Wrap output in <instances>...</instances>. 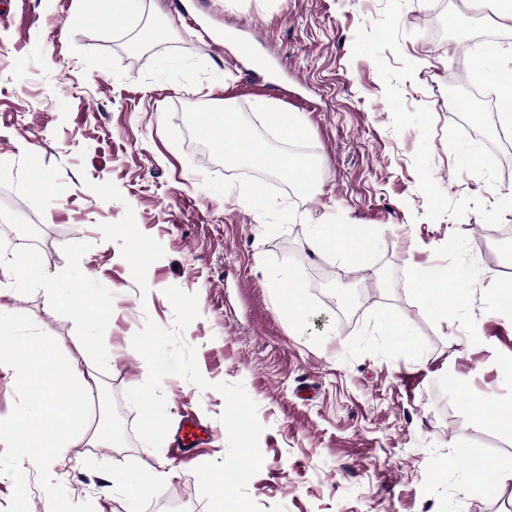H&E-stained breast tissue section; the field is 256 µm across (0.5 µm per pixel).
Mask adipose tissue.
I'll return each mask as SVG.
<instances>
[{
	"instance_id": "ef3b65f1",
	"label": "adipose tissue",
	"mask_w": 512,
	"mask_h": 512,
	"mask_svg": "<svg viewBox=\"0 0 512 512\" xmlns=\"http://www.w3.org/2000/svg\"><path fill=\"white\" fill-rule=\"evenodd\" d=\"M226 160H248L254 164L294 177L300 186L312 185L315 166L305 157L270 152L265 144L241 131L232 112L224 114V137L219 142ZM311 245L314 250L346 252L353 260H362L367 243L358 230L336 229L332 224H317L313 227ZM412 291L428 302L433 311L448 313L462 298L459 290L449 287L447 278H432L415 274L411 280Z\"/></svg>"
}]
</instances>
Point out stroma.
Instances as JSON below:
<instances>
[{
    "label": "stroma",
    "instance_id": "obj_1",
    "mask_svg": "<svg viewBox=\"0 0 512 512\" xmlns=\"http://www.w3.org/2000/svg\"><path fill=\"white\" fill-rule=\"evenodd\" d=\"M92 11L0 4V204L43 235L0 230L37 270L0 312L88 374L87 430L50 465L70 501L126 512L137 480L141 512H512V430L470 412L512 402V308L490 301L512 280V135L469 53L489 41L512 67V29L478 0H142L109 28ZM220 99L315 160L311 195L196 146L190 115ZM315 224L359 227L366 261L313 251ZM438 269L465 294L445 315L408 289ZM106 288L110 313L69 305ZM187 418L209 436L178 460ZM261 108L269 112L282 139L299 141L305 138V128L290 113L277 111L268 104H262Z\"/></svg>",
    "mask_w": 512,
    "mask_h": 512
}]
</instances>
